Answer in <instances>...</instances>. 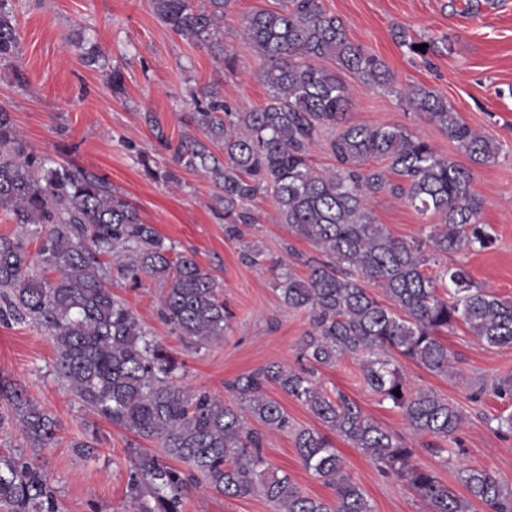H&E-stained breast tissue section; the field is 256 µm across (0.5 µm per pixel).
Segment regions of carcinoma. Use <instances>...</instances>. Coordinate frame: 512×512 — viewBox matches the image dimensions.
<instances>
[{"instance_id": "cac0c4a2", "label": "carcinoma", "mask_w": 512, "mask_h": 512, "mask_svg": "<svg viewBox=\"0 0 512 512\" xmlns=\"http://www.w3.org/2000/svg\"><path fill=\"white\" fill-rule=\"evenodd\" d=\"M231 3L151 0L162 22L210 48L229 72L237 61L224 48L220 22ZM241 30L265 62L260 74L270 91L265 105L238 111L212 92L187 121L204 139L185 131L175 146L154 120L149 123L175 165L205 174L222 189L227 237H241L240 225L251 223L242 205L269 193L282 223L320 250L322 257L306 262L302 276L281 260L275 263L283 304L310 318L299 366L272 364L238 377L228 385L232 404L184 387L182 365L106 280L113 272L134 284L143 276L156 280L162 286L161 321L195 350L224 337L228 315L219 283L193 256L175 252L101 178L27 151L3 107L0 210L15 224L46 231L34 259L21 239L0 236V320L24 319L45 328L57 368L83 405L159 445V454L128 448L127 491L136 512H182L184 498L200 479L228 499L260 493L275 512H373L346 473L334 435L407 485L428 512H473L478 503L488 512H512V494L495 474L461 470L467 495H460L423 466L400 436L346 395L330 397L315 378L317 367L354 358L365 385L390 402L416 434L455 439L464 422L458 407L432 390H411L398 359L448 373L451 355L439 333L459 324L491 347H512V300L475 286L463 267L425 271L448 251L495 246L482 221L484 203L471 189L470 170L440 157L404 126L347 120L349 87L317 61L336 60L365 86L389 87L392 77L348 38L343 21L324 9L323 0H283L279 10L247 15ZM395 38L421 56L436 50L433 40L413 49L419 41L403 27ZM17 52L13 8L10 0H0V62H11ZM399 94L472 162L496 159L498 144L473 130L445 97L411 85ZM326 129L334 131L328 148L335 164L318 170L310 153ZM371 158L384 166L364 169ZM141 163L150 176L176 177L150 156ZM383 190L422 214L440 216L444 228L432 229L416 245L391 236L370 210V199ZM36 265L52 276L35 274ZM371 285L382 296L373 294ZM269 383L305 404L323 429L295 427L283 407L265 395ZM0 399L9 406L0 414V427L9 420L21 425L35 448L53 443L58 421L22 386L1 378ZM252 419L270 432L291 434L304 468L333 489V498L310 497L288 475L270 469ZM0 503L12 512H59L47 476L22 453L0 454Z\"/></svg>"}]
</instances>
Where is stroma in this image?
Masks as SVG:
<instances>
[{
    "instance_id": "stroma-1",
    "label": "stroma",
    "mask_w": 512,
    "mask_h": 512,
    "mask_svg": "<svg viewBox=\"0 0 512 512\" xmlns=\"http://www.w3.org/2000/svg\"><path fill=\"white\" fill-rule=\"evenodd\" d=\"M323 0L341 18L349 38L388 67L391 88L365 87L335 61L321 60L352 91L347 119L363 125H401L428 142L450 161L468 166L471 187L485 202L482 220L496 238L494 248L460 249L439 255L444 266L464 267L478 286L512 300V0ZM19 52L0 64V107L9 111L29 149L70 168L103 177L124 195L177 251L193 255L222 287L229 316L223 340L193 350L164 325L157 309L160 289L142 278L138 286L112 282L114 293L139 317L155 339L183 365L186 386L232 402L226 384L241 374L270 364L295 365L309 330L305 313L289 310L279 296L274 260L293 246L304 257L318 250L282 224L270 195L250 202L253 217L243 237L224 235L220 191L201 173L177 169L176 181L153 178L140 157L163 155L152 123L178 141L195 103L214 89L235 109L264 105L268 90L259 74L263 61L243 38L244 15L273 9L278 0H234L224 20V45L235 54L237 69L225 71L220 57L200 43L178 35L154 14L150 0H12ZM416 39H435L429 58L410 52L394 38L395 27ZM94 48L87 64L80 47ZM124 75L121 89L109 80L112 68ZM24 73L18 84L16 73ZM423 86L445 97L473 129L500 145L496 160L477 164L448 139L426 113L411 109L398 92ZM377 223L395 238L425 237L438 215L419 214L403 199L380 192L371 200ZM254 245L259 262L243 264V244ZM453 368L436 374L401 360L412 389H431L459 408L465 418L448 458L424 451L401 413L368 389L357 360L321 367L318 378L328 393L342 391L363 412L405 442L419 448V461L460 489L461 469L494 472L512 490V433L499 429L498 415L512 413V399L494 394L503 379L512 380V347H488L465 326L441 335ZM56 355L46 330L29 322L0 323V377L26 387L32 398L60 424L54 445L31 448L18 425L0 429V453L22 451L48 475L61 512H127L128 456L132 434L112 426L84 406L55 369ZM97 437L88 456L76 441ZM335 446L347 471L365 491L374 512H427L426 504L404 484L381 473L371 459L343 439ZM264 456L272 469L288 473L312 497L329 498L324 486L301 464L293 438L265 432ZM183 512H275L262 495L228 499L203 489L191 490Z\"/></svg>"
}]
</instances>
